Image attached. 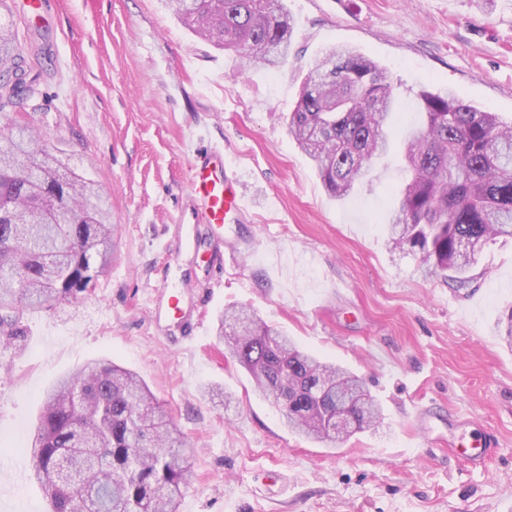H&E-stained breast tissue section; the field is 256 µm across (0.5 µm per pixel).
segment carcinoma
I'll use <instances>...</instances> for the list:
<instances>
[{
    "label": "carcinoma",
    "mask_w": 512,
    "mask_h": 512,
    "mask_svg": "<svg viewBox=\"0 0 512 512\" xmlns=\"http://www.w3.org/2000/svg\"><path fill=\"white\" fill-rule=\"evenodd\" d=\"M199 38L233 50L242 66L286 62L293 27L283 0H164ZM29 60L14 31L0 27V342L18 336L31 311L89 295L111 255L114 225L94 180L54 178L44 147L17 111ZM289 115L288 130L333 197L390 149L396 99L385 68L352 47L316 61ZM422 122L403 140L410 180L390 214L392 243L422 253L429 275L464 286L479 253L459 261L463 242L512 238V122L452 93L419 92ZM54 211L66 222L49 223ZM255 392L297 434L334 442L330 424L345 401L356 429L382 419L364 381L302 349L289 336L235 308L221 326ZM194 452L146 383L115 364L88 361L47 391L32 446L35 481L51 512H72V488L59 468L82 473L90 512H177Z\"/></svg>",
    "instance_id": "1"
}]
</instances>
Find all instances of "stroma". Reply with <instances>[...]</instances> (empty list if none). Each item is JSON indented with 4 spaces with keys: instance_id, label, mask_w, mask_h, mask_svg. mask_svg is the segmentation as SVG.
<instances>
[{
    "instance_id": "1",
    "label": "stroma",
    "mask_w": 512,
    "mask_h": 512,
    "mask_svg": "<svg viewBox=\"0 0 512 512\" xmlns=\"http://www.w3.org/2000/svg\"><path fill=\"white\" fill-rule=\"evenodd\" d=\"M0 0V25L35 57L21 109L59 164L107 191L112 260L83 300L28 314L0 343V512H48L31 478L41 397L92 359L137 373L194 448L178 512H500L512 500V241L485 246L466 288L424 274L389 242L404 183L400 139L349 197H331L288 134L313 60L349 45L392 78L398 126L421 87L512 118V0H286L288 60L243 71L162 0ZM216 146L252 206L224 227L225 265L191 340L155 331L149 307L194 150ZM246 304L305 348L363 377L382 420L344 443L304 439L252 388L218 336ZM491 434L486 470L445 446Z\"/></svg>"
}]
</instances>
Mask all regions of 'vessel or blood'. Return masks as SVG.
<instances>
[{
    "mask_svg": "<svg viewBox=\"0 0 512 512\" xmlns=\"http://www.w3.org/2000/svg\"><path fill=\"white\" fill-rule=\"evenodd\" d=\"M187 183L191 205L182 211L179 232L168 245L169 266L176 269L177 275L173 284L164 285L158 292L151 310L153 323H169L185 338L195 335L200 316L194 306L184 302L189 281L179 273L182 256L187 252H204L207 287L221 285L225 260L218 240L224 235L225 224L243 218L249 207L246 196L237 189L238 177L226 173L224 152L219 148L195 151ZM494 451L493 440L479 436L472 440L465 457L471 467L478 468L485 466Z\"/></svg>",
    "mask_w": 512,
    "mask_h": 512,
    "instance_id": "b4317fda",
    "label": "vessel or blood"
}]
</instances>
